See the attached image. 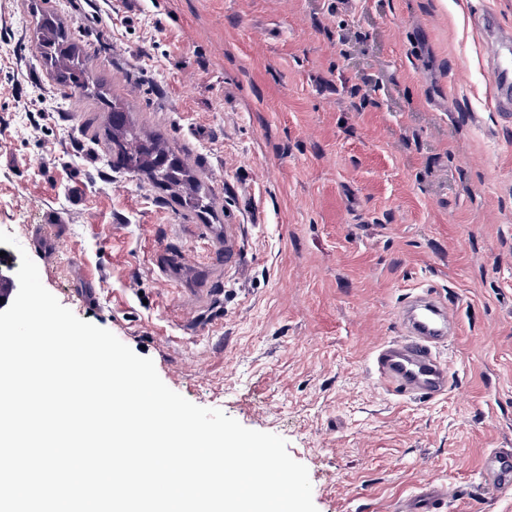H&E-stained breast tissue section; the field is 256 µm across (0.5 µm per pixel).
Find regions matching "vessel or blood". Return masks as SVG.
I'll list each match as a JSON object with an SVG mask.
<instances>
[{"instance_id":"b4317fda","label":"vessel or blood","mask_w":512,"mask_h":512,"mask_svg":"<svg viewBox=\"0 0 512 512\" xmlns=\"http://www.w3.org/2000/svg\"><path fill=\"white\" fill-rule=\"evenodd\" d=\"M487 50L492 59L491 83L500 110H512V36L497 34L493 17H485ZM456 310L428 293L416 295L400 311V336L381 345L373 358L372 370L387 391L435 399L449 387V371L439 349L457 324ZM484 486L495 493H512V453L504 449L489 452L481 467ZM448 504L446 486L428 481L401 502L400 512H439Z\"/></svg>"}]
</instances>
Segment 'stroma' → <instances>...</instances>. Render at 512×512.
I'll use <instances>...</instances> for the list:
<instances>
[{"instance_id": "obj_1", "label": "stroma", "mask_w": 512, "mask_h": 512, "mask_svg": "<svg viewBox=\"0 0 512 512\" xmlns=\"http://www.w3.org/2000/svg\"><path fill=\"white\" fill-rule=\"evenodd\" d=\"M44 14L207 208L113 167L109 112L40 58ZM487 14L512 32V0H0V260L28 254L170 389L284 438L317 512H397L427 480L449 512H512L479 480L512 449V111ZM421 290L459 316L433 400L371 372ZM483 28L487 34V50L492 59L491 83L495 103L502 111L512 110V36H499L493 17L486 16Z\"/></svg>"}]
</instances>
